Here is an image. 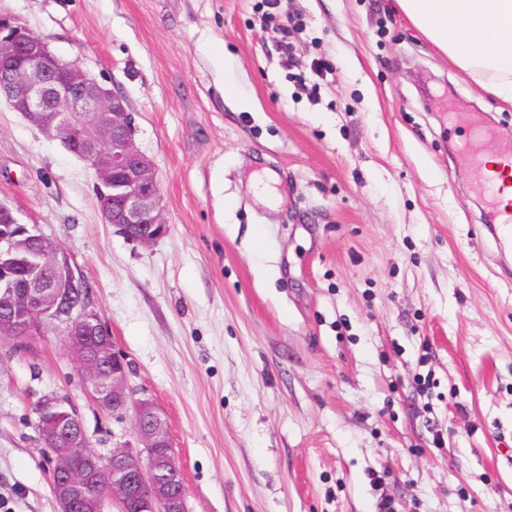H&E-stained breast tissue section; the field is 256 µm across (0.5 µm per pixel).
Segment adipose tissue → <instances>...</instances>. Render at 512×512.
I'll use <instances>...</instances> for the list:
<instances>
[{
	"mask_svg": "<svg viewBox=\"0 0 512 512\" xmlns=\"http://www.w3.org/2000/svg\"><path fill=\"white\" fill-rule=\"evenodd\" d=\"M407 19L459 69L512 104V0H397Z\"/></svg>",
	"mask_w": 512,
	"mask_h": 512,
	"instance_id": "ef3b65f1",
	"label": "adipose tissue"
}]
</instances>
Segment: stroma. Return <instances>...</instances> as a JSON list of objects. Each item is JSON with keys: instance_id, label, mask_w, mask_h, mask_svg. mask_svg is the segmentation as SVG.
Wrapping results in <instances>:
<instances>
[{"instance_id": "1", "label": "stroma", "mask_w": 512, "mask_h": 512, "mask_svg": "<svg viewBox=\"0 0 512 512\" xmlns=\"http://www.w3.org/2000/svg\"><path fill=\"white\" fill-rule=\"evenodd\" d=\"M257 2L0 0L124 96L168 232L103 223L89 166L3 103L0 203L90 285L189 512H512V245L461 144L512 147V105L396 0H283L284 37ZM51 393L99 452L137 442L57 336L0 344V512H57L32 412Z\"/></svg>"}]
</instances>
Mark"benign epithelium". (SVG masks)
Listing matches in <instances>:
<instances>
[{
    "label": "benign epithelium",
    "instance_id": "1",
    "mask_svg": "<svg viewBox=\"0 0 512 512\" xmlns=\"http://www.w3.org/2000/svg\"><path fill=\"white\" fill-rule=\"evenodd\" d=\"M0 48L24 58L0 64V98L32 126L57 139L94 171L103 222L143 247L167 231L152 161L135 142L125 98L75 63H66L46 38L7 14H0ZM16 224L0 234V293L10 308L0 313V336L19 347L47 338L57 324L77 326L100 337L90 347L79 336L65 343L79 379L112 415L134 410L138 445H120L108 454L92 447L80 419L44 421L39 434L49 462L58 512H188L187 492L167 421L150 400L132 401L128 364L108 341L109 334L90 298L79 305L74 295L86 290L58 249L36 227ZM54 273L53 293L34 281L18 283L8 275L23 268ZM68 401L43 396L36 412L47 415Z\"/></svg>",
    "mask_w": 512,
    "mask_h": 512
}]
</instances>
